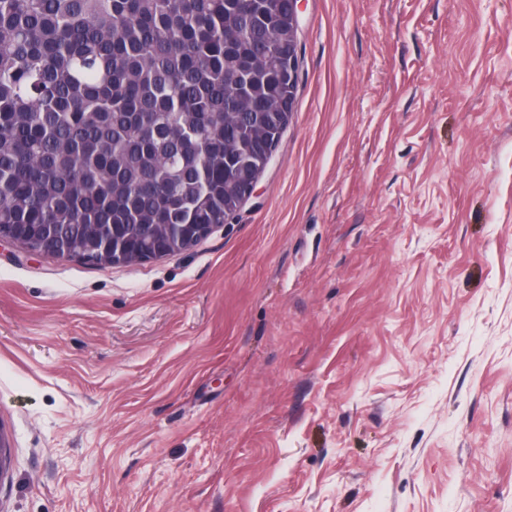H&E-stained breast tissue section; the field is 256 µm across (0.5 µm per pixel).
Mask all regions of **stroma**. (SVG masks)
<instances>
[{"mask_svg": "<svg viewBox=\"0 0 512 512\" xmlns=\"http://www.w3.org/2000/svg\"><path fill=\"white\" fill-rule=\"evenodd\" d=\"M297 12L234 220L0 246V512H512V0Z\"/></svg>", "mask_w": 512, "mask_h": 512, "instance_id": "1", "label": "stroma"}]
</instances>
